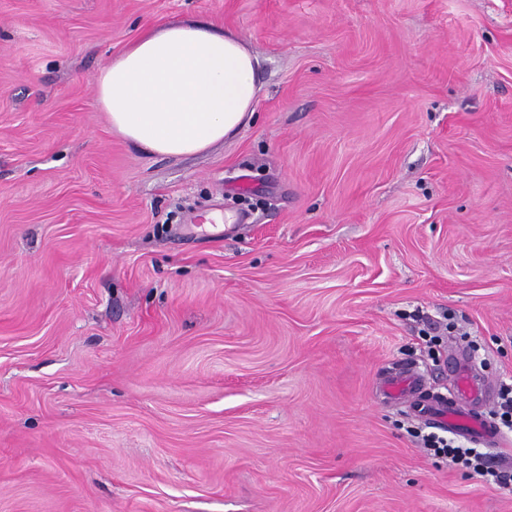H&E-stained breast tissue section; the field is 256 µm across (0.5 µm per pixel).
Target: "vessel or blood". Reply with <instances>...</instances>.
Returning <instances> with one entry per match:
<instances>
[{"label": "vessel or blood", "instance_id": "vessel-or-blood-1", "mask_svg": "<svg viewBox=\"0 0 512 512\" xmlns=\"http://www.w3.org/2000/svg\"><path fill=\"white\" fill-rule=\"evenodd\" d=\"M384 389L391 398L405 400L412 414L426 418L437 428L464 433L488 446L500 440L497 425L474 405L486 387L466 367L458 368L456 388L449 394L427 388L423 376L408 364L389 373Z\"/></svg>", "mask_w": 512, "mask_h": 512}]
</instances>
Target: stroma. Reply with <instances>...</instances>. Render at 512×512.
I'll return each instance as SVG.
<instances>
[{"instance_id": "1", "label": "stroma", "mask_w": 512, "mask_h": 512, "mask_svg": "<svg viewBox=\"0 0 512 512\" xmlns=\"http://www.w3.org/2000/svg\"><path fill=\"white\" fill-rule=\"evenodd\" d=\"M177 21L237 32L261 89L173 159L93 79ZM460 352L494 417L512 0H0V512H512L380 388Z\"/></svg>"}]
</instances>
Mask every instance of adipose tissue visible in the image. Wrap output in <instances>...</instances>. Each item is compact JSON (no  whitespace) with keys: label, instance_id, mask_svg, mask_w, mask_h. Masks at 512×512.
<instances>
[{"label":"adipose tissue","instance_id":"obj_1","mask_svg":"<svg viewBox=\"0 0 512 512\" xmlns=\"http://www.w3.org/2000/svg\"><path fill=\"white\" fill-rule=\"evenodd\" d=\"M259 58L234 31L185 21L151 26L95 79L115 133L145 152L197 154L255 114Z\"/></svg>","mask_w":512,"mask_h":512}]
</instances>
